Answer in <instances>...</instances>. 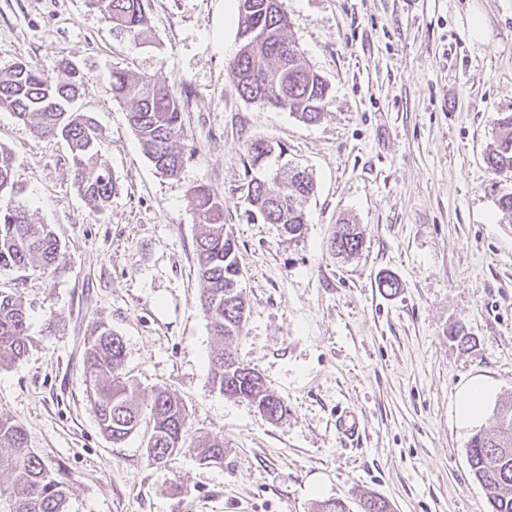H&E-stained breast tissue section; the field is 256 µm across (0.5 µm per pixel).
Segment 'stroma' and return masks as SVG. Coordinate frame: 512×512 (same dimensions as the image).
Here are the masks:
<instances>
[{"label":"stroma","mask_w":512,"mask_h":512,"mask_svg":"<svg viewBox=\"0 0 512 512\" xmlns=\"http://www.w3.org/2000/svg\"><path fill=\"white\" fill-rule=\"evenodd\" d=\"M283 4L289 40L330 86L315 124L238 94L227 0H147L146 41L116 34L89 0H0V70L26 61L57 79L61 59L76 64L87 76L76 106L94 118L118 185L93 210L66 142L0 109L19 198L65 256L0 271L33 339L0 366V415L65 468L66 512H317L336 498L360 512L370 493L393 512H490L466 456L490 422L460 425L454 405L477 378L495 398L512 393V221L497 204L512 174L494 177L485 163L500 113H512V0ZM115 69L189 90L178 177L145 156L108 91ZM261 137L315 180L298 240L246 213L245 147ZM198 184L223 199L244 275L249 312L229 348L283 401L279 421L209 382L215 343L197 307L189 196ZM342 220L365 229L349 259L329 247ZM385 277L396 289L381 287ZM102 323L122 338L143 404L165 388L189 409L194 442L165 465L146 458L148 427L115 445L98 425L83 352ZM345 412L361 422L354 447L336 433ZM215 435L223 464L200 462L194 443Z\"/></svg>","instance_id":"stroma-1"}]
</instances>
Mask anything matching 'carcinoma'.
<instances>
[{"mask_svg": "<svg viewBox=\"0 0 512 512\" xmlns=\"http://www.w3.org/2000/svg\"><path fill=\"white\" fill-rule=\"evenodd\" d=\"M116 33L147 40L152 26L145 0H90ZM288 13L266 0H237L240 49L229 63V76L241 97L286 110L306 123L321 121L330 105L326 80L304 61L299 48L288 41ZM59 67L66 79L54 81L19 61L0 71V109L23 121L35 136L67 142L75 184L85 203L95 209L109 205L116 193L111 171L99 161V133L92 118L71 107L85 76L67 59ZM112 98L129 107L128 124L154 168L168 177L180 174L184 156L178 143L184 136L183 99L188 92L125 70L110 75ZM249 179L243 197L250 214L265 224H280L288 238L303 233L306 204L314 195L310 174L271 160L286 154L273 139L246 144ZM491 174L512 173V113L497 120L493 143L486 156ZM16 170L0 156V270L46 269L62 262L64 253L46 224H35L26 208L14 200ZM196 224V275L203 285L198 308L217 344L211 359L213 389L248 401L277 421L286 413L280 398L238 365L224 344L240 336L248 302L240 288L243 277L232 231L224 224V201L206 184L191 188ZM364 242L358 224H338L330 247L338 255L357 254ZM32 347L26 308L14 293L0 290V365L23 359ZM123 340L112 329L100 327L87 342L84 366L87 394L101 431L118 444L136 433L144 416L137 387L123 372ZM494 432L479 430L468 442L467 458L473 479L483 488L491 512H512V395L495 404L490 416ZM151 434L145 453L153 465L166 463L186 447L190 414L176 394L159 389L149 407ZM198 459L224 463V437L212 436L195 445ZM70 485L62 468L52 469L29 448L23 427L0 416V512H64ZM361 512H391L390 504L375 495L361 502Z\"/></svg>", "mask_w": 512, "mask_h": 512, "instance_id": "obj_1", "label": "carcinoma"}]
</instances>
